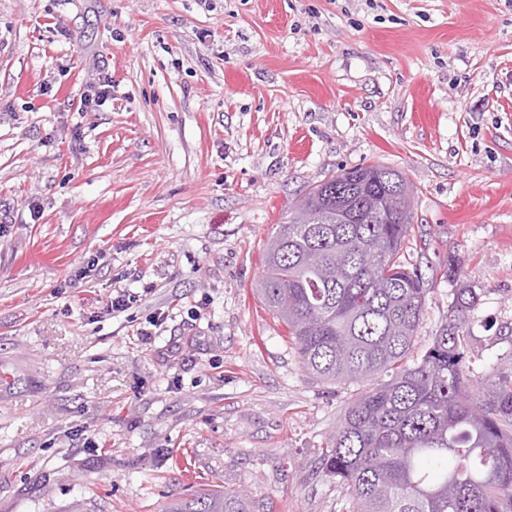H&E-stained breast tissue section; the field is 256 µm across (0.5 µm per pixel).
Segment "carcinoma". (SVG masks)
I'll use <instances>...</instances> for the list:
<instances>
[{
	"instance_id": "carcinoma-1",
	"label": "carcinoma",
	"mask_w": 512,
	"mask_h": 512,
	"mask_svg": "<svg viewBox=\"0 0 512 512\" xmlns=\"http://www.w3.org/2000/svg\"><path fill=\"white\" fill-rule=\"evenodd\" d=\"M382 170L346 171L362 206L385 205L394 223L370 212L336 223V176L310 185L265 247L258 292L287 328L301 363L330 384L385 380L349 404L321 455L324 476L349 493V512H512V372L477 376L467 364L480 296L454 289L448 318L428 350L412 357L429 289L403 252L412 215L392 186L357 180ZM489 386L488 397L473 394ZM166 512H251L246 495L209 490Z\"/></svg>"
}]
</instances>
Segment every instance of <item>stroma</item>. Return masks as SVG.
Wrapping results in <instances>:
<instances>
[{
	"label": "stroma",
	"instance_id": "1",
	"mask_svg": "<svg viewBox=\"0 0 512 512\" xmlns=\"http://www.w3.org/2000/svg\"><path fill=\"white\" fill-rule=\"evenodd\" d=\"M372 164L414 188V355L463 282L477 372L511 361L512 0H0V512H348L320 458L366 386L257 285L292 202ZM246 495L220 490H209L171 503L166 512H251Z\"/></svg>",
	"mask_w": 512,
	"mask_h": 512
}]
</instances>
